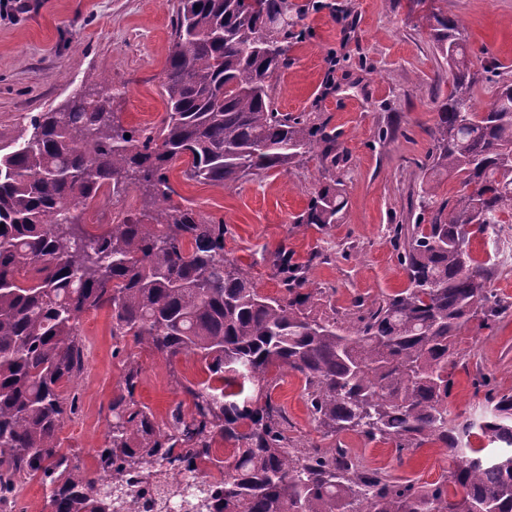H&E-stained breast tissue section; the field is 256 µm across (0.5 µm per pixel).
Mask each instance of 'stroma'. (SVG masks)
I'll return each instance as SVG.
<instances>
[{"label": "stroma", "mask_w": 512, "mask_h": 512, "mask_svg": "<svg viewBox=\"0 0 512 512\" xmlns=\"http://www.w3.org/2000/svg\"><path fill=\"white\" fill-rule=\"evenodd\" d=\"M324 2L296 19L301 36L275 80V102L282 112L314 113L335 131V168L311 157L224 189L186 180L178 162L170 179L189 205L223 221L225 252L242 262L262 293L283 295L269 255L287 246L321 293L318 311L347 323L356 304L377 305L408 285L389 227L411 221L435 99L449 92L450 77L427 35L413 29L409 0ZM179 4L0 0V127L13 128L33 112L62 110L77 93L111 95L125 127L158 123ZM448 15L465 27L475 65L495 62L512 70V0H448ZM333 177L342 180L347 199L337 222L321 231L295 223L311 192ZM471 251L476 260L490 262L492 288L512 302V256L495 258L482 235L472 237ZM81 331L86 360L74 387L77 412L61 436L64 448L86 464L104 442L107 406L122 389V356L140 363L135 398L161 423L185 398L180 381L198 382L205 373L196 356L169 360L132 339L116 340L108 310L84 313ZM459 350L448 411L465 419L481 410L476 379L490 378L500 392H512V312L494 333L463 330ZM273 375L272 399L293 445L342 448L363 469L418 485L438 481L452 468L447 451L436 444L401 453L352 432L325 436L308 410L302 378L285 368Z\"/></svg>", "instance_id": "1"}]
</instances>
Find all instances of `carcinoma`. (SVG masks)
<instances>
[{"mask_svg":"<svg viewBox=\"0 0 512 512\" xmlns=\"http://www.w3.org/2000/svg\"><path fill=\"white\" fill-rule=\"evenodd\" d=\"M451 90L436 118L412 224L393 226L408 286L376 307L357 305L349 325L313 313L318 292L287 248L272 263L286 290L265 295L224 255V223L174 203L172 164L186 179L230 189L249 176L288 170L336 134L304 113L280 112L273 80L288 66V0H181L166 61L159 123L127 128L111 98L79 95L60 112H38L19 130L0 128V498L33 474L49 487L50 512H119L132 490L180 467L222 471L215 485L166 486L159 512H512V394L488 379L478 416L449 417L462 330L495 329L512 309L491 288L488 263L470 236L512 215V80L498 77L484 109L473 104L479 73L447 0H410ZM130 137H125V134ZM461 188L438 197L432 183ZM142 190L147 212L116 224L81 223L99 196ZM346 204L343 183L316 189L294 223L322 230ZM107 309L112 335L168 359L192 354L207 378L181 383L178 403L155 422L135 399L141 365L128 357L124 392L110 405L96 471L62 451L74 397L63 386L84 369L81 316ZM305 382L311 415L330 435L352 431L413 451L439 443L457 453L440 480L416 486L359 468L342 448L288 444L272 400L280 368ZM483 445L472 446L471 438ZM233 447V461L213 454ZM454 491H449V487Z\"/></svg>","mask_w":512,"mask_h":512,"instance_id":"obj_1","label":"carcinoma"}]
</instances>
